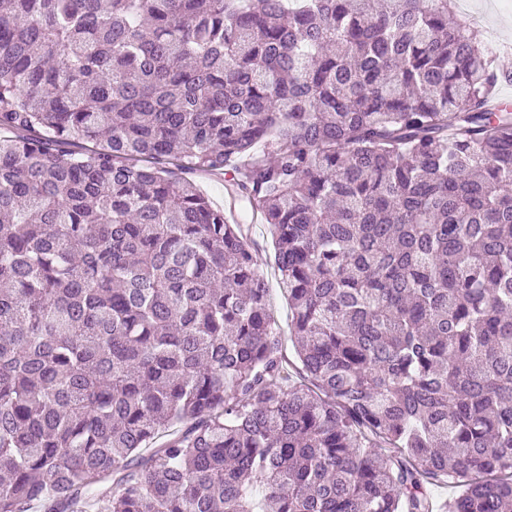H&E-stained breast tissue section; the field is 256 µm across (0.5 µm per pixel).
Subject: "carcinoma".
<instances>
[{
    "instance_id": "cac0c4a2",
    "label": "carcinoma",
    "mask_w": 512,
    "mask_h": 512,
    "mask_svg": "<svg viewBox=\"0 0 512 512\" xmlns=\"http://www.w3.org/2000/svg\"><path fill=\"white\" fill-rule=\"evenodd\" d=\"M451 4L0 0V512H512V75ZM253 247L259 256L260 271L269 281L271 286L270 308L281 331L288 338V297L278 288V275L272 259L266 225L259 219L253 228Z\"/></svg>"
}]
</instances>
